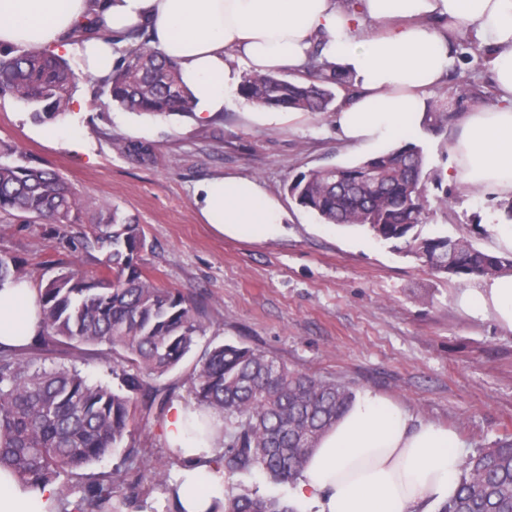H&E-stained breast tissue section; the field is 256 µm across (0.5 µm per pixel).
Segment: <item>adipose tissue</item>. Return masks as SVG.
I'll list each match as a JSON object with an SVG mask.
<instances>
[{
    "label": "adipose tissue",
    "mask_w": 512,
    "mask_h": 512,
    "mask_svg": "<svg viewBox=\"0 0 512 512\" xmlns=\"http://www.w3.org/2000/svg\"><path fill=\"white\" fill-rule=\"evenodd\" d=\"M141 29L177 62L197 114L222 111L243 73L300 69L314 44L323 63L347 70L355 93L334 114L338 136L358 149L418 137L428 94L455 65L452 43L468 33L491 54L496 105L465 113L448 145L449 181L512 199V0H0V47L75 54L82 73L111 76L116 39ZM193 205L204 223L239 240L282 231L281 204L256 180L214 177ZM459 308L512 332V272L479 278ZM40 297L26 279L0 284V347L32 344L42 329ZM212 420L174 405L170 448L185 466L166 496L182 512H209L224 499ZM456 432L415 421L373 392L358 397L318 440L292 489L302 512H435L460 483ZM55 485L25 491L0 468V512H57Z\"/></svg>",
    "instance_id": "1"
}]
</instances>
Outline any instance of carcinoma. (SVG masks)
Instances as JSON below:
<instances>
[{
	"mask_svg": "<svg viewBox=\"0 0 512 512\" xmlns=\"http://www.w3.org/2000/svg\"><path fill=\"white\" fill-rule=\"evenodd\" d=\"M310 57L311 79L273 73L244 77L239 94L276 110L332 111L333 88L349 90L352 79L338 66ZM76 77L60 56L45 50H0V96L30 106L38 122L64 116ZM112 101L131 112L191 113L196 100L180 80L178 64L148 47L129 49L105 83ZM448 123L447 107L431 104L424 129ZM339 178L321 168L289 185L299 205L325 221L364 226L381 240H404L432 272L494 276L512 270V255L497 256L466 237L423 238L415 232L428 207L421 147L407 143L349 167ZM0 214H16L48 224L83 223L84 206L58 173L0 163ZM91 248L101 252L103 274L87 281L60 270L40 288L43 327L39 351L64 339L76 350L106 346L104 361L115 358L118 390L90 385L72 368H32L33 358L0 351V467L27 487L68 476L115 449L136 422L138 396L149 380L175 367L201 332L198 313L184 297L158 287L139 267L145 247L142 226L117 220L100 208L92 222ZM21 277L18 262L0 250V284ZM196 402L219 414L224 441L219 460L230 474L263 472L274 484L294 482L320 436L354 401L346 386L292 371L265 353L218 344L205 350L191 374ZM136 493L113 504L112 474L82 487L74 512H121L144 502L150 488L137 475ZM224 512H294L278 496H260L243 486L224 498ZM438 512H512V434L462 463L456 496Z\"/></svg>",
	"mask_w": 512,
	"mask_h": 512,
	"instance_id": "carcinoma-1",
	"label": "carcinoma"
}]
</instances>
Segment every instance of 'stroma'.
I'll return each instance as SVG.
<instances>
[{
    "instance_id": "obj_1",
    "label": "stroma",
    "mask_w": 512,
    "mask_h": 512,
    "mask_svg": "<svg viewBox=\"0 0 512 512\" xmlns=\"http://www.w3.org/2000/svg\"><path fill=\"white\" fill-rule=\"evenodd\" d=\"M455 47V66L430 96L450 104L448 124L417 140L426 171L439 178L426 186L421 234L465 236L484 249L491 241L488 215L506 219L499 200L457 188L445 176L459 117L494 105L495 95L486 53L466 34ZM66 118L82 128L81 145L48 140L44 123L27 107L0 97V163L56 170L88 212L104 204L117 218L142 225L141 268L159 287L183 294L202 324L190 353L153 381L169 403L192 404L190 373L207 347L241 343L289 369L358 396L381 394L418 420L456 431L463 455L512 434V334L459 309L456 296L469 277L432 274L403 242L377 239L367 228H330L289 195L298 175L368 159L338 138L332 113L298 112L266 123L235 91L204 120L192 113L151 116L118 107L102 83L81 77ZM140 143L149 155L133 152ZM215 176L258 179L288 215L284 233L245 242L203 223L193 189ZM91 231L87 224L27 223L0 214V250L16 258L36 287L61 267L92 279L102 273V255L84 248ZM99 352L87 346L76 353L63 344L36 364L72 365L88 384L117 388ZM166 418L156 407L141 413L119 449L57 480L61 496L75 501L76 484L105 473L122 485L129 448L138 451L145 482L157 472L174 478L182 462L167 445Z\"/></svg>"
}]
</instances>
